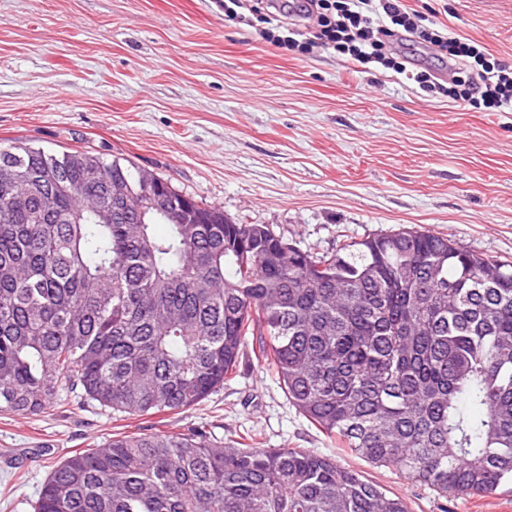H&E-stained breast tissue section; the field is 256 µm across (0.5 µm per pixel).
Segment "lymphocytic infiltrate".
I'll return each mask as SVG.
<instances>
[{"mask_svg": "<svg viewBox=\"0 0 512 512\" xmlns=\"http://www.w3.org/2000/svg\"><path fill=\"white\" fill-rule=\"evenodd\" d=\"M262 40L302 56L324 47L358 67L393 70L427 93L479 112L512 111V62L407 8L402 0H267L251 8ZM435 55L440 71L411 70L399 55L404 42Z\"/></svg>", "mask_w": 512, "mask_h": 512, "instance_id": "lymphocytic-infiltrate-1", "label": "lymphocytic infiltrate"}]
</instances>
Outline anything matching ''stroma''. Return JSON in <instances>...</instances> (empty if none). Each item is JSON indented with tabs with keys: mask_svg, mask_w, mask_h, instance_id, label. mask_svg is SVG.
<instances>
[{
	"mask_svg": "<svg viewBox=\"0 0 512 512\" xmlns=\"http://www.w3.org/2000/svg\"><path fill=\"white\" fill-rule=\"evenodd\" d=\"M512 59V0H406ZM121 154L239 224L314 256L403 228L512 261V112L453 106L334 50L299 58L223 0H0V146ZM201 427L225 444L328 455L409 512H512V485L445 499L328 437L244 346L197 406L114 419L62 401L0 413V512H33L52 469L112 436Z\"/></svg>",
	"mask_w": 512,
	"mask_h": 512,
	"instance_id": "obj_1",
	"label": "stroma"
}]
</instances>
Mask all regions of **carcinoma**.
Instances as JSON below:
<instances>
[{
    "mask_svg": "<svg viewBox=\"0 0 512 512\" xmlns=\"http://www.w3.org/2000/svg\"><path fill=\"white\" fill-rule=\"evenodd\" d=\"M0 168V412L187 410L251 336L288 400L363 460L444 497L512 482V262L414 229L314 257L193 197L175 217L147 206L121 155L14 142ZM33 512L409 510L330 456L192 428L68 456Z\"/></svg>",
    "mask_w": 512,
    "mask_h": 512,
    "instance_id": "cac0c4a2",
    "label": "carcinoma"
}]
</instances>
